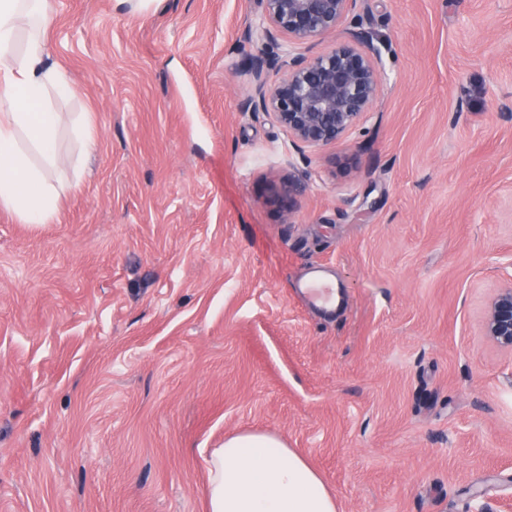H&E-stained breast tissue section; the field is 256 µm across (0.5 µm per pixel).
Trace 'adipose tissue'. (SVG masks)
Wrapping results in <instances>:
<instances>
[{
  "mask_svg": "<svg viewBox=\"0 0 512 512\" xmlns=\"http://www.w3.org/2000/svg\"><path fill=\"white\" fill-rule=\"evenodd\" d=\"M49 0H0V206L25 224H48L58 209L52 171L61 116L49 93L72 87L47 65ZM209 512H337L308 460L268 433L231 436L208 461Z\"/></svg>",
  "mask_w": 512,
  "mask_h": 512,
  "instance_id": "1",
  "label": "adipose tissue"
}]
</instances>
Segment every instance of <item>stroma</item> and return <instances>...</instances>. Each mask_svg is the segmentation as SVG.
<instances>
[{"label":"stroma","instance_id":"stroma-1","mask_svg":"<svg viewBox=\"0 0 512 512\" xmlns=\"http://www.w3.org/2000/svg\"><path fill=\"white\" fill-rule=\"evenodd\" d=\"M259 0H52L53 223L0 208V512H207L267 432L338 512H512V0H359L383 85L342 142L243 112ZM90 118L96 145L78 125ZM330 270L327 316L296 285ZM483 335L499 348L512 352V277L490 299Z\"/></svg>","mask_w":512,"mask_h":512}]
</instances>
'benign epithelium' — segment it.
Returning <instances> with one entry per match:
<instances>
[{"mask_svg":"<svg viewBox=\"0 0 512 512\" xmlns=\"http://www.w3.org/2000/svg\"><path fill=\"white\" fill-rule=\"evenodd\" d=\"M358 0H261L258 23L243 36L262 44L248 62L255 93L240 104L243 112H270L288 131L293 145L315 149L345 139L373 110L382 89L379 50L360 30L330 50L307 58L277 51V39L304 45L337 31ZM270 71L283 75L272 85ZM483 335L512 352V278L490 299Z\"/></svg>","mask_w":512,"mask_h":512,"instance_id":"benign-epithelium-1","label":"benign epithelium"}]
</instances>
